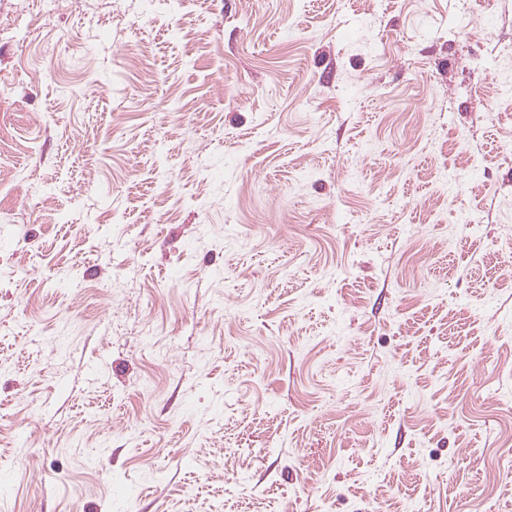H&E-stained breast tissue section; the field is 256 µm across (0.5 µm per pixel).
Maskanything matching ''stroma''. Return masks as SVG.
Wrapping results in <instances>:
<instances>
[{"label": "stroma", "instance_id": "obj_1", "mask_svg": "<svg viewBox=\"0 0 512 512\" xmlns=\"http://www.w3.org/2000/svg\"><path fill=\"white\" fill-rule=\"evenodd\" d=\"M509 84L512 0H0V512H512Z\"/></svg>", "mask_w": 512, "mask_h": 512}]
</instances>
